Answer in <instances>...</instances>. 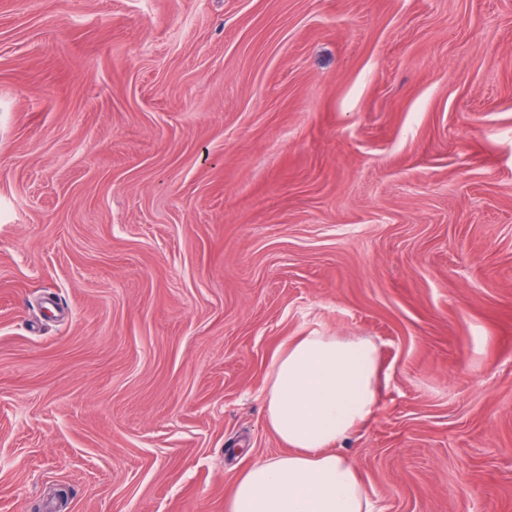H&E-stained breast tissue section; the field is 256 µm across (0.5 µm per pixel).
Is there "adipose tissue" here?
I'll use <instances>...</instances> for the list:
<instances>
[{
    "mask_svg": "<svg viewBox=\"0 0 512 512\" xmlns=\"http://www.w3.org/2000/svg\"><path fill=\"white\" fill-rule=\"evenodd\" d=\"M377 343L314 331L275 355L265 389L266 421L289 447L237 480L226 512H372L338 442L370 422L378 401Z\"/></svg>",
    "mask_w": 512,
    "mask_h": 512,
    "instance_id": "ef3b65f1",
    "label": "adipose tissue"
}]
</instances>
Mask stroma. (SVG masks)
I'll use <instances>...</instances> for the list:
<instances>
[{
  "instance_id": "1",
  "label": "stroma",
  "mask_w": 512,
  "mask_h": 512,
  "mask_svg": "<svg viewBox=\"0 0 512 512\" xmlns=\"http://www.w3.org/2000/svg\"><path fill=\"white\" fill-rule=\"evenodd\" d=\"M310 330L375 512H512V0H0V512H226Z\"/></svg>"
}]
</instances>
